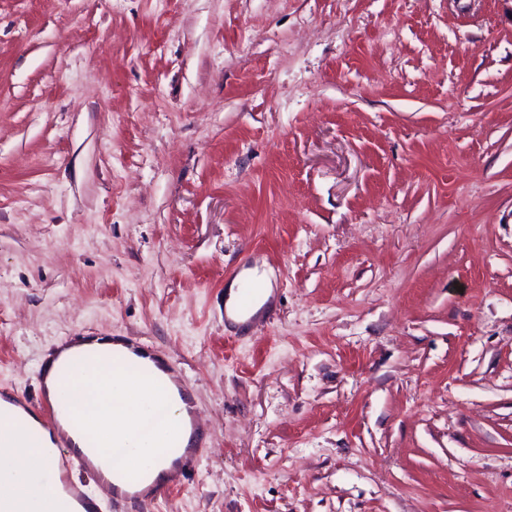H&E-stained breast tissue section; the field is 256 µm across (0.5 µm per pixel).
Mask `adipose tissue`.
<instances>
[{"label":"adipose tissue","instance_id":"ef3b65f1","mask_svg":"<svg viewBox=\"0 0 512 512\" xmlns=\"http://www.w3.org/2000/svg\"><path fill=\"white\" fill-rule=\"evenodd\" d=\"M249 282L256 286L253 309H260L271 295L269 273L245 272L226 292L227 311L234 321L247 318L240 309V290ZM70 386L84 395L79 416L106 430L114 467L143 464L152 467L158 482L169 480L172 463L162 456L166 439L186 442L192 435L189 405L169 375L153 368L141 378L113 366L90 364L74 374ZM56 441V435L44 431L36 446L1 451L0 492L35 503V512H56L55 507H43L44 493L34 480L42 455L52 453Z\"/></svg>","mask_w":512,"mask_h":512}]
</instances>
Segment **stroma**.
I'll return each instance as SVG.
<instances>
[{"label": "stroma", "mask_w": 512, "mask_h": 512, "mask_svg": "<svg viewBox=\"0 0 512 512\" xmlns=\"http://www.w3.org/2000/svg\"><path fill=\"white\" fill-rule=\"evenodd\" d=\"M87 335L206 434L125 512H512V0H0V396ZM271 278L272 273L269 274L265 270L259 273L256 268L248 270L240 279L233 281L229 285V289L226 292V307L229 316L235 322H243L249 316L257 313V311L264 305L271 295ZM249 282H253L257 290L255 292L251 308L246 312H242L240 310V288H242L245 283Z\"/></svg>", "instance_id": "1"}]
</instances>
